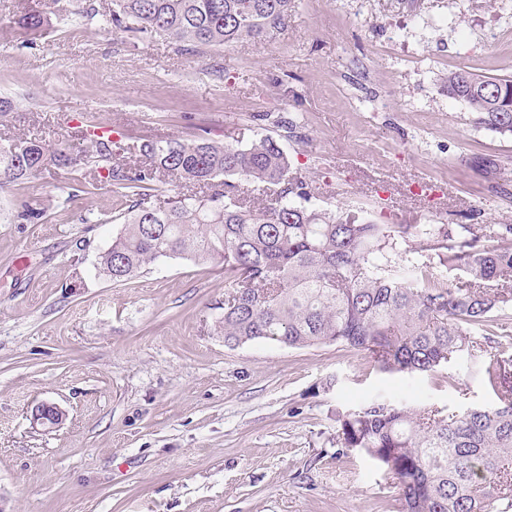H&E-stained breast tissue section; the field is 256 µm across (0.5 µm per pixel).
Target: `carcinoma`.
Returning <instances> with one entry per match:
<instances>
[{"label":"carcinoma","mask_w":512,"mask_h":512,"mask_svg":"<svg viewBox=\"0 0 512 512\" xmlns=\"http://www.w3.org/2000/svg\"><path fill=\"white\" fill-rule=\"evenodd\" d=\"M294 0H112L115 32L163 35L206 54L278 29ZM46 12L20 26L41 30ZM448 97L472 122L512 134V78L459 68ZM80 131L78 151L20 138L0 141V187L49 167L90 169L131 199L99 272L127 281L163 258L224 266V344L270 340L290 348L340 343L382 371L431 373L464 355H489L483 378L494 408L461 413L372 403L338 419L336 447L357 449L398 481L404 512H512V389L503 388L501 339L512 336V224H377L363 211L305 206L311 187L280 139L246 146L209 138L125 146ZM137 153L144 164L114 161ZM207 189L165 200L158 182ZM438 266L455 274L442 280Z\"/></svg>","instance_id":"1"}]
</instances>
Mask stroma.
Segmentation results:
<instances>
[{
	"label": "stroma",
	"instance_id": "35a3bbf8",
	"mask_svg": "<svg viewBox=\"0 0 512 512\" xmlns=\"http://www.w3.org/2000/svg\"><path fill=\"white\" fill-rule=\"evenodd\" d=\"M0 0V140L81 148L205 136L281 145L316 206L378 224H512V135L476 127L444 80L512 77V0H295L262 42L192 55L105 27L111 0ZM224 69L223 78L212 73ZM494 160L486 174L473 160ZM41 220L19 219L25 208ZM125 203L92 171L51 168L0 189V512H403L336 417L371 402L461 412L498 400L484 357L380 371L343 344L226 346L224 270L173 258L122 283L96 268ZM66 414L33 424L35 404Z\"/></svg>",
	"mask_w": 512,
	"mask_h": 512
}]
</instances>
